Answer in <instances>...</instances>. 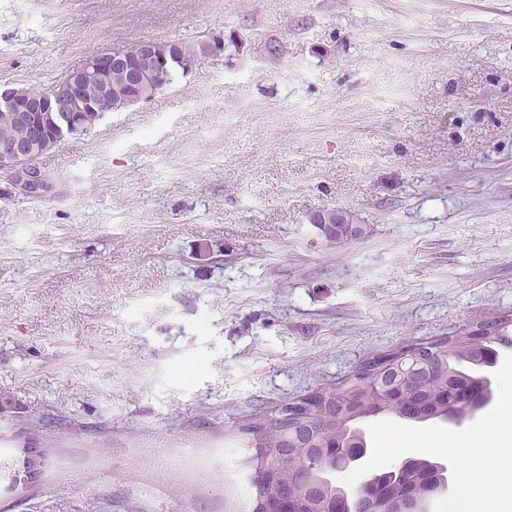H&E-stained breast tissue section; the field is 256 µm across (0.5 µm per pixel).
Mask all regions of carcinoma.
Returning <instances> with one entry per match:
<instances>
[{
	"label": "carcinoma",
	"mask_w": 512,
	"mask_h": 512,
	"mask_svg": "<svg viewBox=\"0 0 512 512\" xmlns=\"http://www.w3.org/2000/svg\"><path fill=\"white\" fill-rule=\"evenodd\" d=\"M477 328L482 333L475 334L469 328L456 336L436 340L400 364L403 376L400 390L403 395L420 400L419 415L409 417L403 412L404 403L393 402L387 394L380 396L368 391L377 375V366L367 360L345 378L344 387L320 388L321 402L304 425L292 429L272 417L253 433L237 428L236 436L242 441V448L250 451L245 465L255 475L273 466L286 479L288 491L316 485L323 501L331 505L348 502L352 512H361L360 501L366 500V496L357 497L337 484L332 470L336 465V438L343 432L351 413L350 396L358 395L363 400L367 414L358 417L360 421L388 414L407 422H425L428 409L456 404L455 387L476 376L485 360L497 355L496 347L512 346L511 315L492 317L477 324ZM445 475L442 463L416 459L405 490L412 491L428 478L442 483ZM17 476V461L0 455V484L9 486Z\"/></svg>",
	"instance_id": "obj_1"
}]
</instances>
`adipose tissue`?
Wrapping results in <instances>:
<instances>
[{"label":"adipose tissue","instance_id":"1","mask_svg":"<svg viewBox=\"0 0 512 512\" xmlns=\"http://www.w3.org/2000/svg\"><path fill=\"white\" fill-rule=\"evenodd\" d=\"M448 452L458 458L465 474L456 496L448 501V512H463L467 507L473 508L474 512H512V453L502 452L485 481L476 483L469 475L479 463L481 435H473L464 444L449 439Z\"/></svg>","mask_w":512,"mask_h":512}]
</instances>
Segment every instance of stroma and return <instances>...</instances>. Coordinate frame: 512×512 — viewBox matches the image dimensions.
I'll list each match as a JSON object with an SVG mask.
<instances>
[{"label": "stroma", "mask_w": 512, "mask_h": 512, "mask_svg": "<svg viewBox=\"0 0 512 512\" xmlns=\"http://www.w3.org/2000/svg\"><path fill=\"white\" fill-rule=\"evenodd\" d=\"M224 37L150 99L0 176V451L14 512H252L238 424L363 360L512 314V0H0V85L144 40ZM354 212L334 245L315 211ZM460 424L366 419L356 488ZM224 53V39L209 35L202 41L200 51L190 59H182L184 72L194 70L202 60L213 56H221ZM26 451L30 454L29 456V460H30V463H31V468H30V472L28 473V477H24L22 478V482L20 480L19 483H17L16 485H14L13 487H11L10 489H8L6 492L7 493H12V498L13 500L7 505L9 506L10 504L16 502L22 495V493H24L27 488L36 481V479L40 476V474L42 473V468L44 466V462L41 458L38 457V455L36 453H31V450L30 448H25Z\"/></svg>", "instance_id": "35a3bbf8"}]
</instances>
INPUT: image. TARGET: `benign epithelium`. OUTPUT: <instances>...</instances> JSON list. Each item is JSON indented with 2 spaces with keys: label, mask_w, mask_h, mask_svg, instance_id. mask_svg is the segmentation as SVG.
Here are the masks:
<instances>
[{
  "label": "benign epithelium",
  "mask_w": 512,
  "mask_h": 512,
  "mask_svg": "<svg viewBox=\"0 0 512 512\" xmlns=\"http://www.w3.org/2000/svg\"><path fill=\"white\" fill-rule=\"evenodd\" d=\"M139 50L134 61L116 52H98L85 60L69 78L51 87L39 97H23L9 85H0V106L11 111L12 119L29 126L30 135L24 141L13 139L7 133L0 134V173L9 176L23 192L39 195L45 189V181L40 170L27 165V160L37 154L53 149L67 137L82 132L79 113L88 110L105 113L112 110V88H107L104 96L89 99L83 89L90 81L103 82L111 75L112 69L122 68L129 76L126 90L132 98L139 99L144 90L162 89V73L168 59L160 55L156 44L144 41L138 44ZM224 53V39L209 35L202 41L200 51L190 59L182 60L184 72L194 70L201 61ZM310 223L329 239L331 237L359 238L364 235V225L355 215L344 209L318 210L310 216ZM318 392H313L299 401L289 403L280 410L284 418L294 421L302 419L305 411L316 401ZM369 453V448L358 441L348 440L341 454L337 469L348 470L358 466ZM31 468L28 476L8 489L13 500L36 481L42 473L44 462L37 454L29 457ZM276 474L264 473L257 487H268L266 494H255L256 512H294L293 502L283 491H275ZM423 502L417 497H403L391 488L378 489L367 499L366 512H422Z\"/></svg>",
  "instance_id": "benign-epithelium-1"
}]
</instances>
